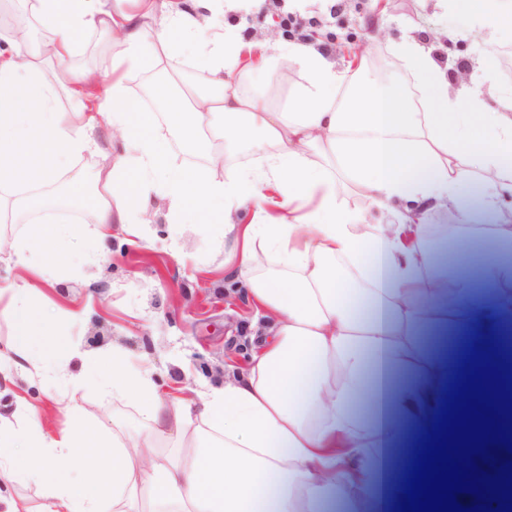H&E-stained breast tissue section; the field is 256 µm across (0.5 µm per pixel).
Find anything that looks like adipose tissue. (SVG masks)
<instances>
[{
	"label": "adipose tissue",
	"mask_w": 512,
	"mask_h": 512,
	"mask_svg": "<svg viewBox=\"0 0 512 512\" xmlns=\"http://www.w3.org/2000/svg\"><path fill=\"white\" fill-rule=\"evenodd\" d=\"M28 2L49 39L0 34V222L44 209L45 187L72 157L98 154L106 165L88 227L37 225L11 247L23 275L7 290L15 333L0 341V382L31 364L70 380V362L84 356L44 341L54 315L31 306L35 282H55L79 238L110 253L113 225L162 203L170 223L223 240L225 268L274 339L253 351L246 372L197 398L162 397L152 369H129L121 349L88 359L100 389L136 402L144 430L134 435L92 431L76 403L66 409L68 428L52 432L40 409L19 402L26 425L0 426V512H31L16 492L21 483L39 488L41 512H317L336 497L370 503L379 481L386 495L402 496L403 467L378 473L384 414L420 439L449 384L413 332L434 314L424 278L434 213L492 224L484 257L498 290L451 302L448 323L466 344L512 325V262L500 253L512 241L502 222L512 211V94L492 111L475 95L451 98L447 73L411 40L394 51L413 65L419 108L384 75L339 71L302 45L247 61L217 0ZM448 2L460 28L512 33V0ZM87 30L108 35L105 71L67 66ZM278 56L309 77L284 111L240 90L244 76L266 73ZM185 60L204 67L208 81L185 95L155 86L170 128L190 142L246 146L260 154L259 170L218 181L170 165L159 117L132 101L127 78ZM50 71L56 81H46ZM62 95L70 110L58 107ZM312 150L327 165L313 163ZM343 180L370 199L371 212L343 207ZM242 208L261 223H229ZM379 212L393 221L377 222ZM398 375L406 382L396 391Z\"/></svg>",
	"instance_id": "adipose-tissue-1"
}]
</instances>
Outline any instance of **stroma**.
Returning a JSON list of instances; mask_svg holds the SVG:
<instances>
[{
  "label": "stroma",
  "mask_w": 512,
  "mask_h": 512,
  "mask_svg": "<svg viewBox=\"0 0 512 512\" xmlns=\"http://www.w3.org/2000/svg\"><path fill=\"white\" fill-rule=\"evenodd\" d=\"M224 22L235 29L252 52L281 44L276 28L287 20L295 42H306L319 31L314 45L337 69L354 67L359 58L390 54L393 43L411 38L448 73L450 96L478 90L488 106L512 93V36L486 33L458 35L456 18L443 0H266L262 13L248 0H223ZM490 56L491 71L479 66ZM306 83V74L293 61L280 59L276 69L248 80L243 90L258 94L273 110L283 108L289 95ZM170 152L173 167L194 166L223 179L241 168L260 166L258 157L245 152L226 155L219 167L188 152L166 123L157 126ZM85 216L68 209L25 214L12 224L0 223V238L11 241L27 235L31 225H81ZM38 308L56 312L53 335L79 345L85 352L102 354L113 346L127 352L131 368L150 366L162 392L182 395L185 388L206 391L249 365L251 309L240 282L224 271V243L193 224H170L163 217H144L138 233H115L112 253L95 256L87 240L74 247L72 267L55 286L38 289ZM81 386L59 381L48 384L35 374L20 378L17 394L0 393V423L21 425L16 396L43 406L46 388H53L61 407L50 426H67L64 405L78 402L90 425L124 433L140 428L136 404L98 390L86 379L81 363H72Z\"/></svg>",
  "instance_id": "1"
}]
</instances>
